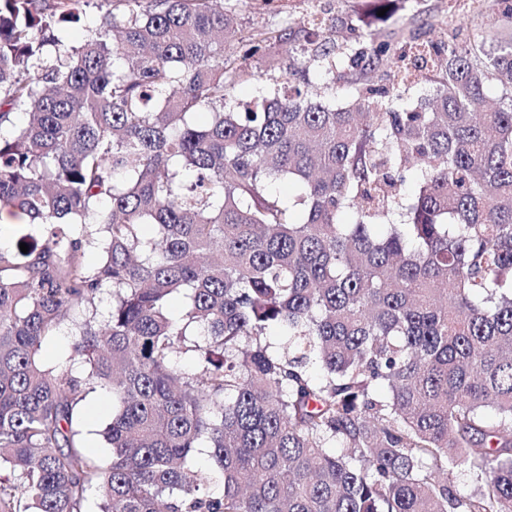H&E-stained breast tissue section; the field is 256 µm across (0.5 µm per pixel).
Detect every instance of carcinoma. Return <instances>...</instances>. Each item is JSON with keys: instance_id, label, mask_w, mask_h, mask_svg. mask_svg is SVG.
Instances as JSON below:
<instances>
[{"instance_id": "cac0c4a2", "label": "carcinoma", "mask_w": 512, "mask_h": 512, "mask_svg": "<svg viewBox=\"0 0 512 512\" xmlns=\"http://www.w3.org/2000/svg\"><path fill=\"white\" fill-rule=\"evenodd\" d=\"M478 8L479 39L394 43L317 13L243 38L222 0H0V206L44 228L0 248V512H512V0ZM275 43L353 98L290 66L225 109ZM69 318L86 370L60 376ZM102 387L105 463L77 430ZM306 66L309 70L310 78H318V85L323 88L322 90H324L327 99L335 100L336 103H344L350 99V87L346 82L342 80L334 81L332 74L325 75L311 64H308L306 59H302L299 68L304 69ZM250 65L260 70L263 75L256 80L239 85L233 94L227 100V108H237L254 99L263 96H272L283 81L281 69L276 71H268L267 67H263L260 62L250 60ZM72 325L67 321L52 339L43 347V358L49 365H55L61 374L66 375L65 368L60 366V361L70 352L74 340Z\"/></svg>"}]
</instances>
